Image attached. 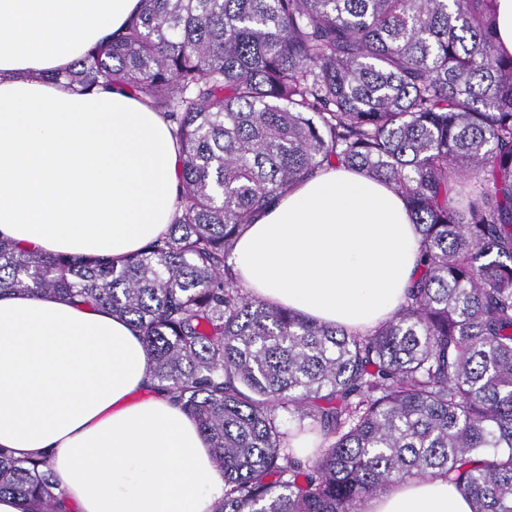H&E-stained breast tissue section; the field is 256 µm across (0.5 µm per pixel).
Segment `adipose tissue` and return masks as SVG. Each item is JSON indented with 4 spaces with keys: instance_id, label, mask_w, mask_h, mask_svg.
I'll return each mask as SVG.
<instances>
[{
    "instance_id": "ef3b65f1",
    "label": "adipose tissue",
    "mask_w": 512,
    "mask_h": 512,
    "mask_svg": "<svg viewBox=\"0 0 512 512\" xmlns=\"http://www.w3.org/2000/svg\"><path fill=\"white\" fill-rule=\"evenodd\" d=\"M140 0H0V237L60 257L121 260L180 205L163 113L120 90L41 80L124 28ZM403 196L345 168L296 183L229 259L254 296L327 325L390 319L420 272ZM0 448L48 460L68 512H213L207 439L150 375L136 328L54 295H0ZM366 512H472L442 478L402 482Z\"/></svg>"
}]
</instances>
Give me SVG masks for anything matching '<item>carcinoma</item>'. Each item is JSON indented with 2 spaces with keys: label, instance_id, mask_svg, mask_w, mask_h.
Returning a JSON list of instances; mask_svg holds the SVG:
<instances>
[{
  "label": "carcinoma",
  "instance_id": "cac0c4a2",
  "mask_svg": "<svg viewBox=\"0 0 512 512\" xmlns=\"http://www.w3.org/2000/svg\"><path fill=\"white\" fill-rule=\"evenodd\" d=\"M495 0H140L62 75L172 121L182 208L119 261L0 239V294L128 318L152 377L224 475L214 512H362L442 477L512 512V55ZM406 199L422 272L365 334L248 295L228 260L267 204L329 164ZM475 192L454 199V185ZM326 440L297 458L280 414ZM60 512L44 461L0 453V495Z\"/></svg>",
  "mask_w": 512,
  "mask_h": 512
}]
</instances>
